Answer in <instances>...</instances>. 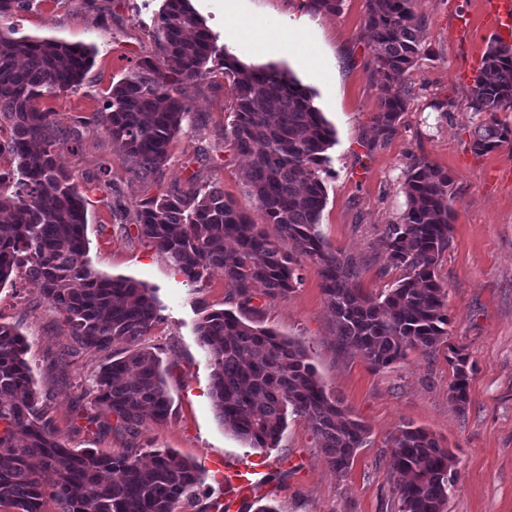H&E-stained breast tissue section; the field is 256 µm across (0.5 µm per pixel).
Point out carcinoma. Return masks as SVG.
I'll use <instances>...</instances> for the list:
<instances>
[{
  "label": "carcinoma",
  "mask_w": 512,
  "mask_h": 512,
  "mask_svg": "<svg viewBox=\"0 0 512 512\" xmlns=\"http://www.w3.org/2000/svg\"><path fill=\"white\" fill-rule=\"evenodd\" d=\"M344 0H305L314 15H338ZM426 25L414 0H367L364 31L372 68L385 81L373 119L377 137H392L408 107L405 74L424 51ZM157 53L112 85L99 113L103 130L138 162V177L161 178L169 147L189 106L186 84L217 60L233 99L226 138L248 158L245 179L273 238L224 198L216 186L193 193L173 189L134 206L139 238L152 244L178 273L198 283L224 273L237 311L215 310L196 326L208 356L210 395L224 428L253 448L277 447L287 416L305 419L330 468L344 475L369 427L327 395L298 342L245 319L256 313L257 289L286 299L300 282L296 265L314 266L334 315L336 345L373 370L388 368L410 351L450 352L448 399L469 402L472 366L463 349L448 344V290L438 277L449 243L453 179L424 160L405 181L406 208L382 228L386 267L402 271L386 292L361 288L359 264L329 246L321 231L327 203L324 175L335 130L314 105L313 93L274 66L248 68L220 49L217 37L191 0H163L153 18ZM92 65L82 45L0 33V286L18 269L37 282L63 317L81 350L106 353L93 379L89 422L109 427V417L130 432L145 419L164 423L171 411L161 360L139 346L157 320L155 297L144 284L96 273L86 260L87 212L78 176L60 168L63 133L40 108L46 95L76 88ZM468 105L485 115L473 149L489 153L512 139L497 119L512 112V47L492 40L474 80ZM288 242L290 249L283 250ZM122 347L119 352L113 351ZM25 338L0 323V508L14 512H175L197 498L201 474L172 450L139 448L104 455L75 450L56 440L39 406ZM393 469L403 479L392 487L398 512H445L455 458L421 427L406 425L391 440ZM54 476L51 485L42 473Z\"/></svg>",
  "instance_id": "1"
}]
</instances>
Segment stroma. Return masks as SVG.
<instances>
[{
    "mask_svg": "<svg viewBox=\"0 0 512 512\" xmlns=\"http://www.w3.org/2000/svg\"><path fill=\"white\" fill-rule=\"evenodd\" d=\"M162 0H32L28 10L0 19V31L81 44L94 62L81 84L44 97L65 136H78V150L60 148L57 162L79 177L87 207V258L93 270L129 277L152 289L160 320L142 339L167 370L171 415L158 425L145 421L138 433L118 422L100 429L87 423V401L104 356L76 350L60 314L37 284L17 273L0 287V322L17 325L28 343L40 401L56 435L68 447L116 455L130 448L172 449L203 475L200 512L223 501L215 480L218 463L249 460L264 482L256 496L234 512H255V498L279 512H397L391 490L390 440L411 424L425 429L455 456L456 479L446 512H512V182L498 176L512 164V140L493 152L471 148L479 118L467 105L489 40L481 28V0H414L426 23L425 52L406 73L412 94L397 132L376 137L382 78L371 67L364 37L367 0H344L337 15L308 13L303 0H191L219 44L245 66L274 64L314 93V104L336 130L329 149L331 176L321 230L332 249L362 261L360 283L375 294L399 278L385 267L382 225L406 207L404 183L414 160L448 171L453 179L451 241L438 275L448 289V334L474 371L469 402L458 409L448 399L451 371L446 350L409 352L392 368L371 370L359 356L336 346L333 315L314 267L302 262L295 291L285 300L257 295L263 326L301 342L330 397L339 399L370 428L345 476H337L317 448L309 424L289 418L276 448H253L224 429L210 397L211 368L195 326L203 308L234 303L223 273L192 284L170 267L134 227L120 223L112 203L135 205L177 188L205 185L255 223L264 217L245 182L246 158L230 149L225 132L233 119L223 68L187 85L191 109L174 138L166 173L158 180L137 175V163L102 129L98 114L116 83L155 51L151 21ZM467 14L473 34L459 41L454 26ZM304 18L303 30L293 19ZM452 100L447 117L432 104Z\"/></svg>",
    "mask_w": 512,
    "mask_h": 512,
    "instance_id": "35a3bbf8",
    "label": "stroma"
}]
</instances>
